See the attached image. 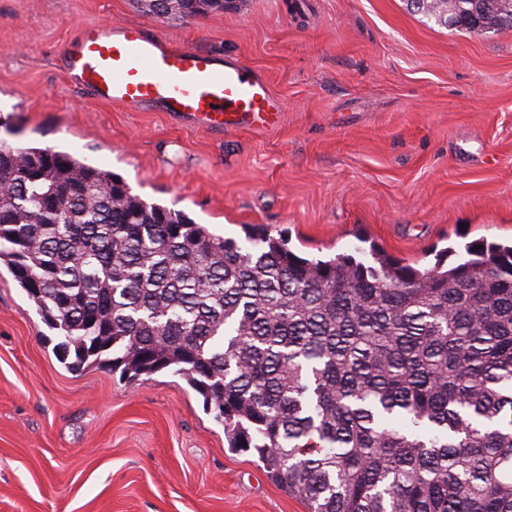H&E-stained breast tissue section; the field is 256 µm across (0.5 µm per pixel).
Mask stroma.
Here are the masks:
<instances>
[{
  "label": "stroma",
  "mask_w": 512,
  "mask_h": 512,
  "mask_svg": "<svg viewBox=\"0 0 512 512\" xmlns=\"http://www.w3.org/2000/svg\"><path fill=\"white\" fill-rule=\"evenodd\" d=\"M113 21L260 70L278 130L220 138L92 101L59 54ZM0 114V139L112 171L240 242L256 224L309 259L375 245L419 269L448 247L512 242V28L452 30L407 0H226L190 18L0 0ZM57 342L0 264V512H309L229 448L183 377L74 371Z\"/></svg>",
  "instance_id": "1"
}]
</instances>
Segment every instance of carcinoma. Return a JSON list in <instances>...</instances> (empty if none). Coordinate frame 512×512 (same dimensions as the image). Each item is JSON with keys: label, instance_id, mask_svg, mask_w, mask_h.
<instances>
[{"label": "carcinoma", "instance_id": "cac0c4a2", "mask_svg": "<svg viewBox=\"0 0 512 512\" xmlns=\"http://www.w3.org/2000/svg\"><path fill=\"white\" fill-rule=\"evenodd\" d=\"M408 3L462 31L512 26V0ZM245 238L0 140V262L70 369L174 370L309 512H512V244L421 270L376 250L308 260L257 225Z\"/></svg>", "mask_w": 512, "mask_h": 512}]
</instances>
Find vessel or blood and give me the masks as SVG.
<instances>
[{"mask_svg": "<svg viewBox=\"0 0 512 512\" xmlns=\"http://www.w3.org/2000/svg\"><path fill=\"white\" fill-rule=\"evenodd\" d=\"M69 82L95 101L130 112H163L186 128L221 136L272 131L281 103L266 77L238 58L172 46L142 26L117 21L79 30L63 49Z\"/></svg>", "mask_w": 512, "mask_h": 512, "instance_id": "obj_1", "label": "vessel or blood"}]
</instances>
